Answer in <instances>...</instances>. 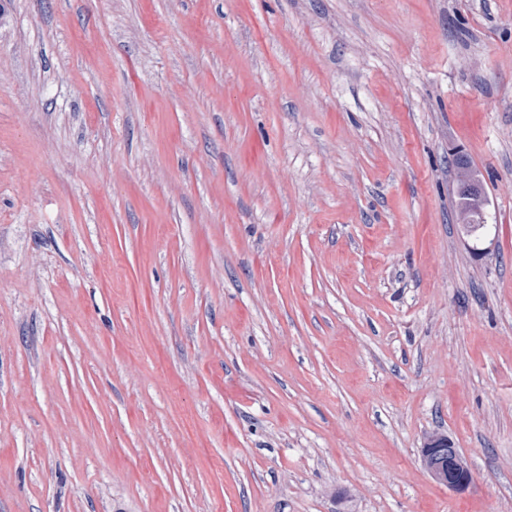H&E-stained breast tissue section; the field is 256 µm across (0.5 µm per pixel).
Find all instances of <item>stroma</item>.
Returning <instances> with one entry per match:
<instances>
[{"mask_svg":"<svg viewBox=\"0 0 512 512\" xmlns=\"http://www.w3.org/2000/svg\"><path fill=\"white\" fill-rule=\"evenodd\" d=\"M0 512H512V0H0ZM457 210L456 219L463 232L469 236H478L486 223V198L483 193L473 194L469 191L474 184L480 185V179L467 158L456 155ZM429 442L422 448L423 462L429 473L450 490H464L469 484V479L458 477L459 464L452 449L448 448V453H442L441 448H431L433 444Z\"/></svg>","mask_w":512,"mask_h":512,"instance_id":"stroma-1","label":"stroma"}]
</instances>
